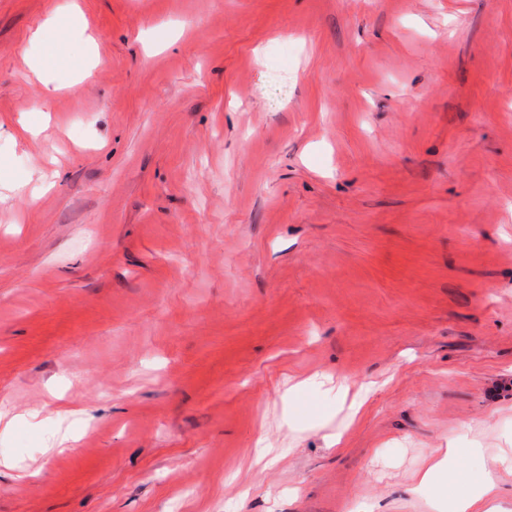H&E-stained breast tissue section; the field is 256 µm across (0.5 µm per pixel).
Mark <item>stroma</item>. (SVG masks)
<instances>
[{"label": "stroma", "instance_id": "obj_1", "mask_svg": "<svg viewBox=\"0 0 512 512\" xmlns=\"http://www.w3.org/2000/svg\"><path fill=\"white\" fill-rule=\"evenodd\" d=\"M448 447L512 449V0H0V512H435Z\"/></svg>", "mask_w": 512, "mask_h": 512}]
</instances>
